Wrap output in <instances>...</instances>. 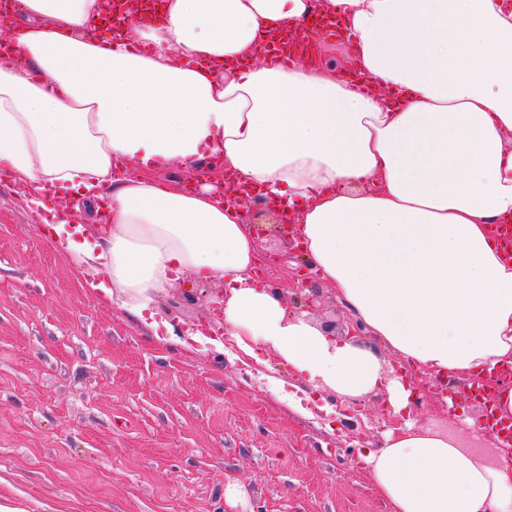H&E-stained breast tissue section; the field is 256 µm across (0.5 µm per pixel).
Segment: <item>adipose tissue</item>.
Wrapping results in <instances>:
<instances>
[{"label": "adipose tissue", "instance_id": "ef3b65f1", "mask_svg": "<svg viewBox=\"0 0 512 512\" xmlns=\"http://www.w3.org/2000/svg\"><path fill=\"white\" fill-rule=\"evenodd\" d=\"M5 27L0 168L67 243L76 279L157 327L180 277L224 288V330L248 356L276 352L315 387L352 399L385 388L382 349L478 378L512 363V0H324L348 65L286 68L268 36L308 0H166L128 13L120 46L90 25L99 0H20ZM216 160L294 212L307 253L369 334L338 341L254 283L255 236L216 185L186 193L154 172ZM63 194L101 204L74 225ZM393 512H512V450L497 460L406 421L363 456Z\"/></svg>", "mask_w": 512, "mask_h": 512}]
</instances>
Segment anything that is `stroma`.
<instances>
[{
	"instance_id": "stroma-1",
	"label": "stroma",
	"mask_w": 512,
	"mask_h": 512,
	"mask_svg": "<svg viewBox=\"0 0 512 512\" xmlns=\"http://www.w3.org/2000/svg\"><path fill=\"white\" fill-rule=\"evenodd\" d=\"M273 287L293 300L318 284L315 323L343 318L333 288L272 232ZM216 284L175 282L159 341L76 280L21 188L0 173V496L20 512H392L361 455L400 426L385 391L345 400L314 388L276 353L190 339L222 320ZM385 371L416 388L417 425L461 432L478 401L383 350ZM235 498H227V488Z\"/></svg>"
}]
</instances>
